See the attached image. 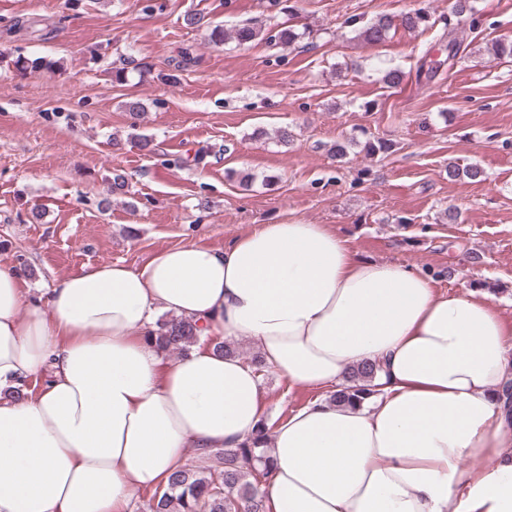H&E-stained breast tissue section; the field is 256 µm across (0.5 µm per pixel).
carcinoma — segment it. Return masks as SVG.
<instances>
[{"instance_id": "1", "label": "carcinoma", "mask_w": 512, "mask_h": 512, "mask_svg": "<svg viewBox=\"0 0 512 512\" xmlns=\"http://www.w3.org/2000/svg\"><path fill=\"white\" fill-rule=\"evenodd\" d=\"M434 11L421 7L395 19L380 15L358 30V37L369 46L384 42L391 31L401 27L407 31H425L434 27ZM482 17L477 0H456L455 5L444 21L443 35H452L455 28L465 22L472 27L480 24ZM184 24L190 28H205L215 44H222L232 37L238 44H245L261 37L275 45L293 47L304 39L312 38V30L298 31L291 25L273 32L260 27L245 25L228 33L221 24H214L200 13L184 15ZM380 81L388 87H396L404 78V71L386 62L377 68ZM392 143L384 138H368L364 142L367 155L386 154ZM448 180L461 178L476 180L483 176L480 167L473 165L459 167L448 164ZM147 342L160 353L170 351L185 352L199 342L197 327L183 319H172L158 326L155 335L147 337ZM378 370L374 362H365L351 371L353 384L343 387L332 395L334 401L346 405H360L375 394L372 379ZM270 427L262 422L253 436L234 448L210 450L205 456L210 465L197 469L185 465L170 475L164 486L154 489L146 502L147 512H263L262 485L273 465L267 449L263 448L264 438Z\"/></svg>"}]
</instances>
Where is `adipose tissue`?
I'll return each instance as SVG.
<instances>
[{
	"mask_svg": "<svg viewBox=\"0 0 512 512\" xmlns=\"http://www.w3.org/2000/svg\"><path fill=\"white\" fill-rule=\"evenodd\" d=\"M0 263V512H129L192 448H233L264 418L261 378L209 337L253 340L290 385L342 389L381 366L372 401L314 399L270 433L265 512H512V329L490 295L364 260L322 224H260L224 250L184 244L101 262L29 294ZM199 342L162 365L158 314ZM31 378L39 390L16 399ZM497 459L493 469L483 459Z\"/></svg>",
	"mask_w": 512,
	"mask_h": 512,
	"instance_id": "ef3b65f1",
	"label": "adipose tissue"
}]
</instances>
